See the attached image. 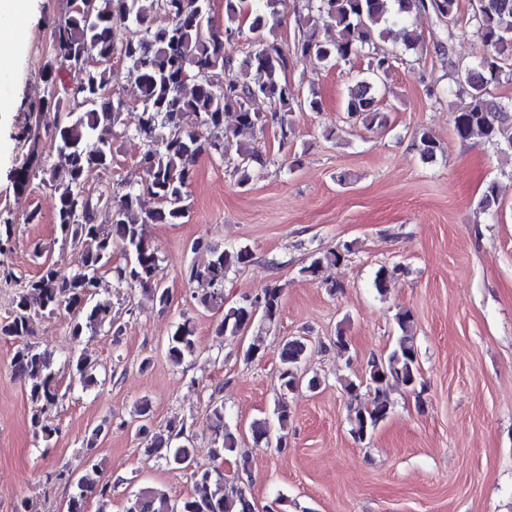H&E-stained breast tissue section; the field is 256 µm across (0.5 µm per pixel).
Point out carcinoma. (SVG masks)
I'll return each mask as SVG.
<instances>
[{"label":"carcinoma","instance_id":"carcinoma-1","mask_svg":"<svg viewBox=\"0 0 512 512\" xmlns=\"http://www.w3.org/2000/svg\"><path fill=\"white\" fill-rule=\"evenodd\" d=\"M92 15L70 12L63 27L53 33L54 60L74 75L72 83L56 93L51 81L48 98L33 110L53 111L54 136L58 161L45 166L38 138L25 130L18 139L27 148L26 162L13 173L18 189L26 188L32 167L40 169L43 181L57 195L56 224L61 244L81 253V263L70 278L59 280L56 271L45 267L41 274L25 282L15 298L16 313L0 325V338L24 339L29 336L32 315L66 314L71 317V336L80 344L85 331L108 326L116 328L112 308L94 302L102 276L111 272L118 286L142 288L152 300L164 306L169 291L162 286L161 265L145 228L149 224H181L188 216V188L198 160L210 156L227 163L236 184H247L249 169L264 163L257 152L236 150L234 142L245 130L265 124V116L252 109L257 100L279 107V136L287 142L292 134L290 113L297 107L321 109L316 94L298 99L288 81V70L306 60L327 66L353 58L367 59L366 68L353 78L346 101L347 120L367 128L384 127L387 113L378 107L377 95L386 89L385 78L399 57L381 52L377 41L390 39L404 50H417L420 37L409 26V16L433 12L452 22L458 12V0H307L306 28L293 47L271 37L280 23L283 0H224V14L230 25L219 31L210 26L212 0H90ZM249 22L252 50L237 59L226 54L224 46L242 34L241 22ZM473 36L481 52L464 69L462 89L468 105L452 113L457 138L474 141L512 155V101L490 95V87L512 76V0H475L470 18ZM134 27L136 39L120 35V29ZM333 29L336 36L321 37V30ZM100 65L92 66L90 58ZM125 61L127 74L139 90L141 115L133 136L142 140L144 149L139 166L143 181L115 194L102 190L106 208L89 202L84 195V172L89 168L112 167V129L120 121L125 106L115 88L114 58ZM236 110L232 126L224 124L225 112ZM222 135L215 136L213 132ZM414 147L421 159L432 161L441 151L438 140L428 131L416 135ZM151 196L157 208L144 206L143 197ZM479 207L495 216L501 208L499 187L486 186ZM121 246L126 263L110 266L112 251ZM351 251L327 250L310 256L300 274L316 279L329 265L338 264ZM210 259L203 266H191L185 273L192 296L209 310L223 311L215 331L220 336H240L255 323L269 326L278 320L283 288L272 284L251 301L226 302L224 281L229 272L249 264L253 254L248 247L209 249ZM403 272L399 265L380 267L373 287L384 294L389 284ZM396 322L401 335L387 357L370 364L366 384L347 381L344 390L350 399L349 422L354 438L363 441L386 420L392 410L388 396L391 380L414 391L422 385L418 354L413 343L414 316L400 312ZM196 352L195 325L185 317L177 323L168 339L167 357L174 365ZM307 344L299 338L286 341L279 354L280 389L298 388L301 365ZM74 382L83 387L96 384L94 364L83 353L66 357ZM16 376L23 381L30 399L44 407L57 404L61 395L55 381L52 352L25 342L14 355ZM373 394L367 404L360 389ZM210 421L217 447L213 458L221 459L235 451L236 432L224 423V404L215 401ZM187 422H171L167 433L139 426L145 439V452L164 460L172 470L192 465L193 452L184 440ZM194 493L179 502L158 488H145L126 501L125 512H254L245 483L240 477L195 472ZM112 496V484L86 474L76 481L67 512H86L92 498L105 504Z\"/></svg>","mask_w":512,"mask_h":512}]
</instances>
